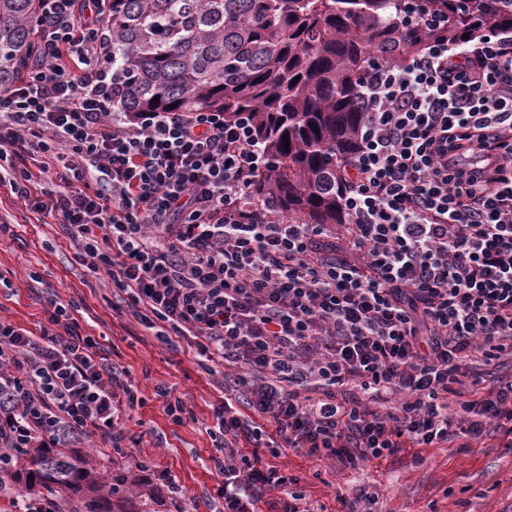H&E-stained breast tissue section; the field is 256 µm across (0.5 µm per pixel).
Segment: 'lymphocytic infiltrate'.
Returning <instances> with one entry per match:
<instances>
[{
	"instance_id": "1",
	"label": "lymphocytic infiltrate",
	"mask_w": 512,
	"mask_h": 512,
	"mask_svg": "<svg viewBox=\"0 0 512 512\" xmlns=\"http://www.w3.org/2000/svg\"><path fill=\"white\" fill-rule=\"evenodd\" d=\"M104 3L38 0L39 53L0 88V188L62 224L141 324L238 365L259 418L213 408L224 512L289 492L258 453L271 428L352 469L511 448L512 378L495 370L512 361V35L372 67L340 168L347 223L291 224L253 193L268 161L248 116L113 111ZM76 310L49 299L36 333L0 317L1 448L91 432L122 453L139 398Z\"/></svg>"
}]
</instances>
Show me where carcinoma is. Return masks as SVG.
<instances>
[{
	"label": "carcinoma",
	"instance_id": "cac0c4a2",
	"mask_svg": "<svg viewBox=\"0 0 512 512\" xmlns=\"http://www.w3.org/2000/svg\"><path fill=\"white\" fill-rule=\"evenodd\" d=\"M409 2L109 0L112 110L246 114L270 161L259 195L298 224H343L339 168L358 143L367 68L466 32L512 31V0ZM36 26L35 0H0V86L35 58ZM3 459L22 503L45 492L74 512H155L154 492L133 496L124 470L105 482L67 448H7Z\"/></svg>",
	"mask_w": 512,
	"mask_h": 512
}]
</instances>
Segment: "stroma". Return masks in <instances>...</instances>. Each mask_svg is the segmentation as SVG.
<instances>
[{
	"label": "stroma",
	"instance_id": "1",
	"mask_svg": "<svg viewBox=\"0 0 512 512\" xmlns=\"http://www.w3.org/2000/svg\"><path fill=\"white\" fill-rule=\"evenodd\" d=\"M0 217L13 224L12 232L0 235V316L36 332L47 319V298L77 302L82 333L99 341L108 361L129 371L143 400L122 422L125 457L105 451L95 435L82 437L74 450L102 474L129 470L135 483L157 492L158 512H220L215 489L222 476L208 429L219 400L237 395L236 368L218 360L202 369L194 337L167 343L113 310L111 279L75 261L73 244L53 217L7 203ZM163 386L192 418L176 423L166 415L156 397ZM260 454L296 478V491L325 512H346L347 501L362 493L377 496L378 512H512V448H410L354 469L290 449L275 457L265 448ZM172 482L178 494L170 493Z\"/></svg>",
	"mask_w": 512,
	"mask_h": 512
}]
</instances>
